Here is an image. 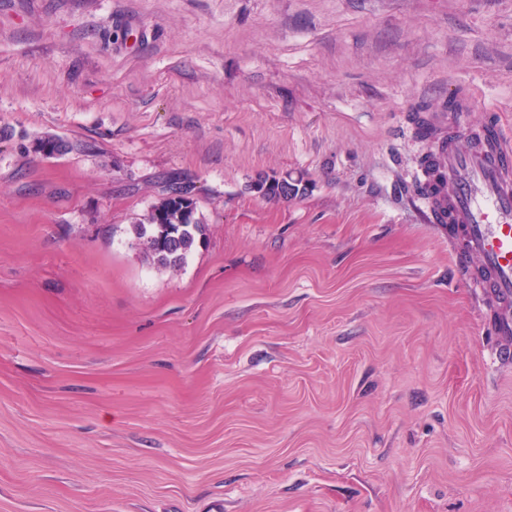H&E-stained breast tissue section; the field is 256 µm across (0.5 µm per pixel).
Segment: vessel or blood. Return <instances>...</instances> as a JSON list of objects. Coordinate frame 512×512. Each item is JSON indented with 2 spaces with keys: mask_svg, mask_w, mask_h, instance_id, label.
I'll return each mask as SVG.
<instances>
[{
  "mask_svg": "<svg viewBox=\"0 0 512 512\" xmlns=\"http://www.w3.org/2000/svg\"><path fill=\"white\" fill-rule=\"evenodd\" d=\"M432 151L438 166L421 172L423 200L446 211L458 261L477 259L468 276L497 305L492 335L512 336V134L495 121L480 133L452 123Z\"/></svg>",
  "mask_w": 512,
  "mask_h": 512,
  "instance_id": "b4317fda",
  "label": "vessel or blood"
}]
</instances>
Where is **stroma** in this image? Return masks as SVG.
<instances>
[{
	"instance_id": "stroma-1",
	"label": "stroma",
	"mask_w": 512,
	"mask_h": 512,
	"mask_svg": "<svg viewBox=\"0 0 512 512\" xmlns=\"http://www.w3.org/2000/svg\"><path fill=\"white\" fill-rule=\"evenodd\" d=\"M461 99L512 131V0H0V512H512V362L415 195ZM171 175L176 273L129 235Z\"/></svg>"
}]
</instances>
